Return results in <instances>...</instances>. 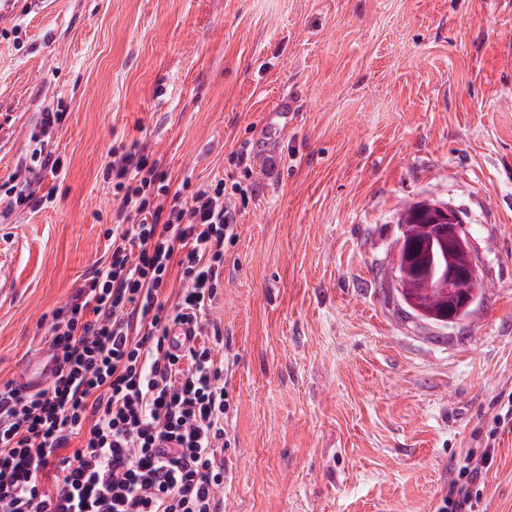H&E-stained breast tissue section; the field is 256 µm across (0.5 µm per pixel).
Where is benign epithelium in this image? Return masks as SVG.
<instances>
[{
	"mask_svg": "<svg viewBox=\"0 0 512 512\" xmlns=\"http://www.w3.org/2000/svg\"><path fill=\"white\" fill-rule=\"evenodd\" d=\"M413 222L423 226V236L412 237L409 225H399L393 247L391 279L403 301L419 318L456 323L487 287L473 260L470 241L458 211L443 202L414 203ZM431 272L436 287L448 289L432 309L421 307L405 293L406 277Z\"/></svg>",
	"mask_w": 512,
	"mask_h": 512,
	"instance_id": "1",
	"label": "benign epithelium"
}]
</instances>
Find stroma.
<instances>
[{"instance_id":"stroma-1","label":"stroma","mask_w":512,"mask_h":512,"mask_svg":"<svg viewBox=\"0 0 512 512\" xmlns=\"http://www.w3.org/2000/svg\"><path fill=\"white\" fill-rule=\"evenodd\" d=\"M47 111L62 169L13 205ZM119 144L172 185L246 190L202 333L229 393L224 512H435L512 391V0H5L0 385L112 253ZM424 198L459 211L487 283L448 326L384 275ZM481 508L512 512L511 434Z\"/></svg>"}]
</instances>
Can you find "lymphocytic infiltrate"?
Wrapping results in <instances>:
<instances>
[{
    "label": "lymphocytic infiltrate",
    "mask_w": 512,
    "mask_h": 512,
    "mask_svg": "<svg viewBox=\"0 0 512 512\" xmlns=\"http://www.w3.org/2000/svg\"><path fill=\"white\" fill-rule=\"evenodd\" d=\"M119 200L108 263L59 309L45 388L0 386V512H221L230 404L210 347L167 348L177 323L203 324L238 239L223 180L172 186L159 160L114 147ZM180 299H162L172 274ZM512 429L500 396L478 447L436 512H479L497 438Z\"/></svg>",
    "instance_id": "obj_1"
}]
</instances>
